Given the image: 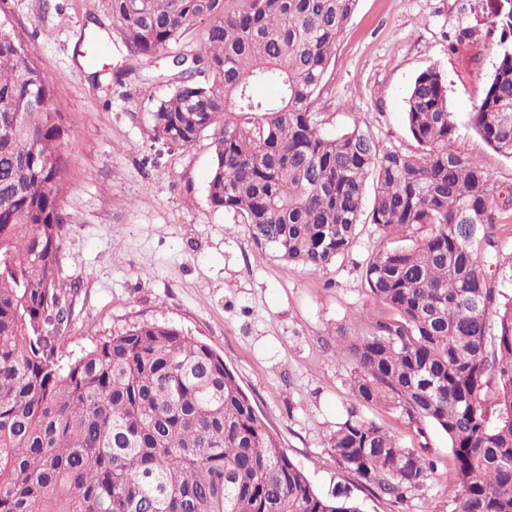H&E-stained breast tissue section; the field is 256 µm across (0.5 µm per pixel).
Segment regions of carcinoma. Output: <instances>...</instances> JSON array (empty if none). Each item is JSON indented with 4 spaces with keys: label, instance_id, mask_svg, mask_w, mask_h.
Returning a JSON list of instances; mask_svg holds the SVG:
<instances>
[{
    "label": "carcinoma",
    "instance_id": "carcinoma-1",
    "mask_svg": "<svg viewBox=\"0 0 512 512\" xmlns=\"http://www.w3.org/2000/svg\"><path fill=\"white\" fill-rule=\"evenodd\" d=\"M358 0H106L131 55L173 56L154 136H212V208L253 245L321 270L362 220L408 246L368 258L364 282L391 314L338 345L360 404L443 432L459 512H512V260L499 259L490 177L462 145L440 71L405 97L410 154L357 128L330 134L316 104ZM470 125L512 159V15ZM33 50L0 20V512H362L318 494L257 414L224 356L167 323H143L64 359L74 286L61 265L67 161L61 113ZM276 93L257 98L253 86ZM372 206L363 215L367 180ZM495 272H490L491 267ZM337 463L400 499L433 464L351 410L330 435Z\"/></svg>",
    "mask_w": 512,
    "mask_h": 512
}]
</instances>
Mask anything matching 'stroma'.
Instances as JSON below:
<instances>
[{"instance_id": "1", "label": "stroma", "mask_w": 512, "mask_h": 512, "mask_svg": "<svg viewBox=\"0 0 512 512\" xmlns=\"http://www.w3.org/2000/svg\"><path fill=\"white\" fill-rule=\"evenodd\" d=\"M1 6L31 45L67 121L62 264L76 285L67 351L80 354L138 324L168 323L223 355L317 493L350 491L363 512H458L447 436L432 427L417 432L387 406L358 405L352 364L332 357L345 337L364 334L369 320L387 313L363 278L369 256L387 239L374 225H360L349 251L322 270L257 250L246 225L208 202L210 136L175 150L153 137L149 113L170 90L160 75L171 52L148 65L129 59L105 0ZM511 12L512 0H358L318 100L324 130L357 128L381 148L414 152L404 98L435 67L491 188L512 185V159L469 125L499 54L487 28L495 15ZM464 27L470 43L449 52V39ZM354 409L433 461L431 478L403 501L362 488L330 452V434Z\"/></svg>"}]
</instances>
